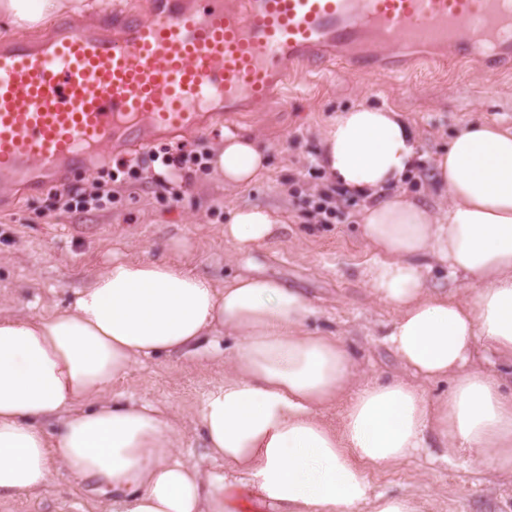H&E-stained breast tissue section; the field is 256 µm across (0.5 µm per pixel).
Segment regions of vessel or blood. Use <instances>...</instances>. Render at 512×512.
Here are the masks:
<instances>
[{"label":"vessel or blood","mask_w":512,"mask_h":512,"mask_svg":"<svg viewBox=\"0 0 512 512\" xmlns=\"http://www.w3.org/2000/svg\"><path fill=\"white\" fill-rule=\"evenodd\" d=\"M512 69V0H148L0 45V178L27 194L249 112L323 63Z\"/></svg>","instance_id":"b4317fda"}]
</instances>
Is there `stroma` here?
I'll return each mask as SVG.
<instances>
[{
    "label": "stroma",
    "instance_id": "obj_1",
    "mask_svg": "<svg viewBox=\"0 0 512 512\" xmlns=\"http://www.w3.org/2000/svg\"><path fill=\"white\" fill-rule=\"evenodd\" d=\"M363 103L400 112L418 129L423 153L433 158L447 150L467 122L512 128V77L469 68L420 69L404 78L348 76L329 69L303 73L290 78L282 94L237 121L218 120L201 132L157 142L159 154L183 143L203 157L190 177L174 179L171 189L152 180L163 169L160 162L144 161L132 178L118 173L116 157H107L106 170L118 174L116 199L111 208L86 215L57 210L50 191L31 197L22 187L0 185V312L36 314L70 304L76 290L116 253L176 261L219 285L259 272L301 290L317 310L307 329L344 335L365 375L386 380L402 374L380 336L393 312L372 297L364 276L376 257L361 232L365 201L334 195L337 216L326 224L310 207L330 189L320 163L322 129L338 112ZM228 130L258 139L267 165L259 183L230 189L215 174L211 156ZM249 205L277 209L283 228L272 242L241 259L224 241V222L231 207ZM174 239L191 241L192 251L169 250ZM223 343L219 335L214 348L198 356L139 360L111 391L117 400L147 401L172 414L179 428L178 454L212 472L223 471L224 464L207 455L198 408L224 373ZM367 474L377 491L414 497L427 512H512V478L455 454L372 466ZM111 507L94 483L63 475L40 496L1 502L0 512H110Z\"/></svg>",
    "mask_w": 512,
    "mask_h": 512
}]
</instances>
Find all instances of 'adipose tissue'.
I'll return each mask as SVG.
<instances>
[{
  "instance_id": "obj_1",
  "label": "adipose tissue",
  "mask_w": 512,
  "mask_h": 512,
  "mask_svg": "<svg viewBox=\"0 0 512 512\" xmlns=\"http://www.w3.org/2000/svg\"><path fill=\"white\" fill-rule=\"evenodd\" d=\"M98 0H0V29H40ZM331 181L363 196L362 233L378 253L373 297L393 308L385 342L424 380L451 379L428 400L412 380H363L347 340L311 332L308 299L261 273L215 286L169 261L112 260L73 302L37 315H0V497L39 495L60 474L112 496V512H238L247 487L276 512H424L376 491L367 466L419 456L432 443L491 461L512 476V394L471 366L477 345L512 359V128L464 126L435 159L436 211L400 189L422 158L416 131L390 109L358 105L321 134ZM230 188L265 172L254 136L225 132L212 158ZM277 210L233 209L224 240L239 253L273 241ZM459 291L427 287L435 265ZM234 337L224 376L198 416L208 473L176 455L177 428L148 403L108 397L140 358Z\"/></svg>"
}]
</instances>
